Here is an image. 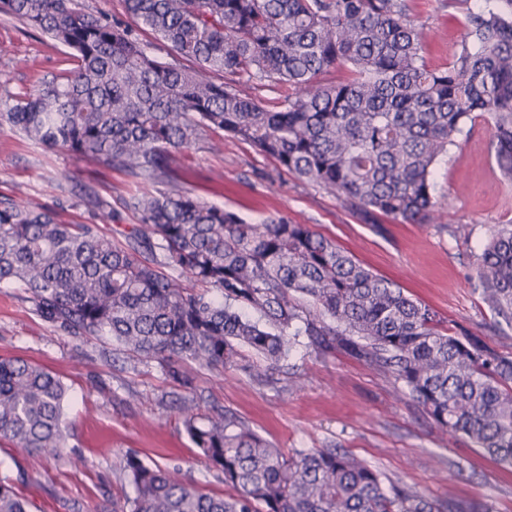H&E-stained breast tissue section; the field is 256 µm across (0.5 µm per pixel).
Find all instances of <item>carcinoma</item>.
<instances>
[{"label":"carcinoma","mask_w":512,"mask_h":512,"mask_svg":"<svg viewBox=\"0 0 512 512\" xmlns=\"http://www.w3.org/2000/svg\"><path fill=\"white\" fill-rule=\"evenodd\" d=\"M135 27L85 12L82 0H0L73 50L75 67L0 113L48 149L91 158L143 185L126 203L137 224L101 234L51 211L0 199V283L49 326L106 340L157 362L189 389L185 359L261 378L305 336L344 346L401 384L444 431L512 468V357L435 313L307 224H248L177 185L175 153L221 131L335 192L361 221L439 224L434 166L479 116L491 125L502 181L512 183V0L468 10L448 67L429 68L407 0H125ZM151 30L195 69L151 56ZM349 76L318 85L316 76ZM222 77L216 82L210 75ZM287 83L270 108L247 89ZM167 181L160 192L152 185ZM477 286L512 319V228L479 256ZM251 356H246L245 352ZM61 378L0 357V442L34 456L64 448L74 426ZM183 426L225 493L178 470L126 458L133 496L112 512H464L387 480L334 448H276L219 407L181 408ZM0 512H30L0 480Z\"/></svg>","instance_id":"1"}]
</instances>
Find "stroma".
I'll return each mask as SVG.
<instances>
[{
	"instance_id": "35a3bbf8",
	"label": "stroma",
	"mask_w": 512,
	"mask_h": 512,
	"mask_svg": "<svg viewBox=\"0 0 512 512\" xmlns=\"http://www.w3.org/2000/svg\"><path fill=\"white\" fill-rule=\"evenodd\" d=\"M407 3L426 33L427 64L443 68L458 48L467 10L484 0ZM71 65L67 47L0 12V112ZM177 165L181 188L251 223L275 215L309 225L434 310L442 328L481 336L512 354V320L499 316L474 286L485 244L498 226L512 224V187L499 178L491 128L483 118L456 138L436 166L435 197L448 214L444 224H406L386 216L362 223L337 194L218 132L178 153ZM85 190L120 215L119 223L100 224L103 233L135 224L125 206L139 191L135 180L0 129V197L29 209H52L66 224H93L96 208L78 200ZM0 356L50 369L73 395L69 418L76 430L65 448L40 453L31 466L10 445L0 446V479L13 482L31 512H112L113 503L133 493L123 475L130 455L178 469L204 491L223 492L184 430L178 410L183 389L157 363L54 330L8 284H0ZM181 368L194 384L200 414L218 406L276 447L339 448L431 499L512 512V469L468 439L443 432L415 401L399 397L394 380L344 348L317 352L297 346L269 383L192 360Z\"/></svg>"
}]
</instances>
